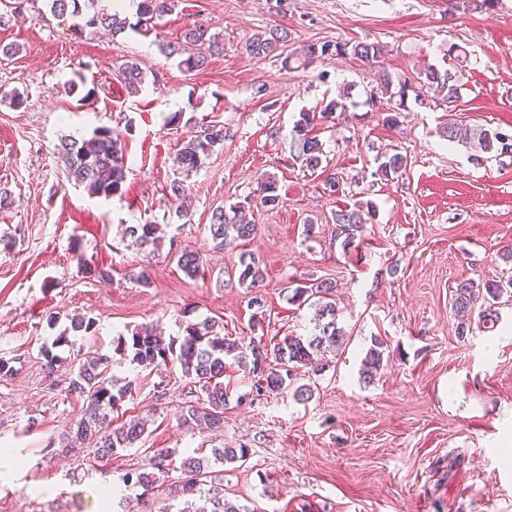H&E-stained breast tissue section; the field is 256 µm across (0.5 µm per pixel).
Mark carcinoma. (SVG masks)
<instances>
[{
  "label": "carcinoma",
  "mask_w": 512,
  "mask_h": 512,
  "mask_svg": "<svg viewBox=\"0 0 512 512\" xmlns=\"http://www.w3.org/2000/svg\"><path fill=\"white\" fill-rule=\"evenodd\" d=\"M50 11L55 17L69 12L79 11L80 0H48ZM177 0H139L137 16L139 21L130 24L119 18L116 12L97 10L88 15L86 26L95 30L117 33L127 27L137 34L147 36L154 29L155 20L170 13ZM288 32L275 29L255 34L246 44L247 53L256 60H263L277 53L284 54L287 48ZM170 55H182L180 65L188 70L200 69L208 57L222 50L216 35L202 24H194L185 29L182 42L168 45ZM303 61L321 56L351 55L360 61L373 65L379 62L382 48L375 42H323L310 44L301 50ZM119 78L127 93L142 91L145 75L134 61L125 62L119 70ZM433 88L448 103L460 99L455 75L444 69L431 66L418 73L415 78L403 80L398 88H393V80L384 71L378 74V89L381 95L392 101L399 98L396 112L389 114L385 121L394 125L398 119V109L404 106L409 93L415 98L421 97V89ZM348 111L347 96L340 94L326 103L323 108L308 109L299 112L293 132L299 156L308 168L316 170L322 163V143L310 132L317 122L333 117L337 112ZM442 136L450 142L461 143L482 153L498 155L512 154V135L473 126L467 122H453L442 130ZM222 139V130L206 127L198 134L182 141L176 151V163L179 173L189 175L197 171L203 159L209 154L217 141ZM59 153L64 162V178L78 187L82 186L91 195L113 197L121 193L125 179L127 159L121 145L120 134L109 127L95 129L88 138L64 137L60 140ZM408 166L407 156L401 153L384 155L376 174L387 180L398 175ZM276 184L271 177L261 182L250 199V204L273 209L279 205V196L275 194ZM245 205L233 204L229 208L217 207L212 211L210 232L213 241L220 247L227 242H236L240 246L249 243L257 233V225L243 220ZM373 214L371 202H359L353 208L335 211L332 221L336 224V237L342 239V247L348 248L354 241L355 233L362 231L363 225L370 223ZM130 237L141 245L157 241V225L132 224L127 227ZM179 267L188 276L197 275L203 261L199 253L184 251L178 257ZM239 283L246 288H254L263 281L264 273L254 258L240 259ZM512 289V277L500 280H465L457 284L452 294V308L456 315L465 316L472 311L477 301H483L482 323L495 322L497 300ZM335 285L327 280L315 281L309 285H300L294 289L290 300L314 302V332L308 336H288L282 341L270 345L263 339L251 337L247 340L239 336H224L210 330H202L197 323H187L183 335L168 340L157 335L149 327L137 329L125 336L120 334L112 341L113 355L121 361L145 368H156L170 361L179 363L182 377L196 388L197 399L189 402L178 414L179 424L188 431L197 427L209 430L224 428V407L228 392L224 386V372L230 367L227 360L255 377L254 388L259 395H281L293 391L301 401L312 398L313 387L309 384H297L298 370L309 368L315 373L325 369L319 357L330 349L343 344L345 333L338 327L336 318ZM384 342L374 339L363 360L361 374L370 381L383 367ZM109 361L106 358L86 360L78 365L67 386V392L84 400L85 409L75 424L73 434L69 436L74 443L94 442L97 457H112L120 450L132 448L139 442L145 431V424L139 420H130L107 433L106 424L112 423L111 414L118 411L123 402L132 396L133 381H122L108 375ZM175 452L157 449L146 459V463L137 470L122 475L120 481L125 490H141L140 496L150 495L162 503L157 512H242V509L224 498L221 487V473L213 466L228 461H246L249 449L203 447L193 449V454L184 458L179 466L177 477L181 496L187 497L186 507L177 511L169 504L173 488L164 484L160 475L169 471L168 459Z\"/></svg>",
  "instance_id": "1"
}]
</instances>
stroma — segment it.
Returning a JSON list of instances; mask_svg holds the SVG:
<instances>
[{
  "label": "stroma",
  "mask_w": 512,
  "mask_h": 512,
  "mask_svg": "<svg viewBox=\"0 0 512 512\" xmlns=\"http://www.w3.org/2000/svg\"><path fill=\"white\" fill-rule=\"evenodd\" d=\"M86 19L30 0L0 27V192L13 199L0 208V358L14 367L0 379V512H119L112 489L145 449L181 459L201 446L248 448L246 462L224 466V496L244 512H512V297L502 296L494 328L464 337L451 308L459 282L512 275L501 255L512 244V155L445 140L437 92L408 101L395 127L374 95L379 68L396 82L456 68L458 117L511 134L512 0H179L148 37L96 33ZM195 20L224 52L189 71L161 46ZM276 27L292 51L368 41L384 54L376 67L349 56L299 68L251 58L246 40ZM451 46L466 52L463 65L445 59ZM129 59L146 74L135 97L116 78ZM71 79L91 98L65 93ZM341 90L348 112L316 128L341 185L332 193L304 166L292 128ZM101 126L122 132L127 159L122 192L108 199L65 181L56 151L62 136ZM207 126L224 137L182 179L191 202L182 217L169 194L176 149ZM395 152L407 154L406 172L380 179L381 158ZM267 176L280 204L254 210V240L215 246L213 210ZM366 200L376 216L343 248L332 215ZM145 222L158 225L160 246L125 235ZM186 248L204 254L197 276L178 266ZM244 253L265 273L259 288L238 282ZM83 262L110 279L85 276ZM318 278L336 285L346 341L327 354L307 403L257 395L253 376L236 371L223 430L194 434L177 420L192 398L179 365L116 363L111 373L135 383L124 416L146 419L143 442L93 472L91 445L60 452L84 409L65 393L69 371L111 354L118 334L153 326L176 337L205 321L226 336H306L314 308L289 296ZM77 316L93 318L95 332L71 331ZM64 331L70 342L47 369L40 347ZM377 337L384 367L366 384L361 360Z\"/></svg>",
  "instance_id": "stroma-1"
}]
</instances>
